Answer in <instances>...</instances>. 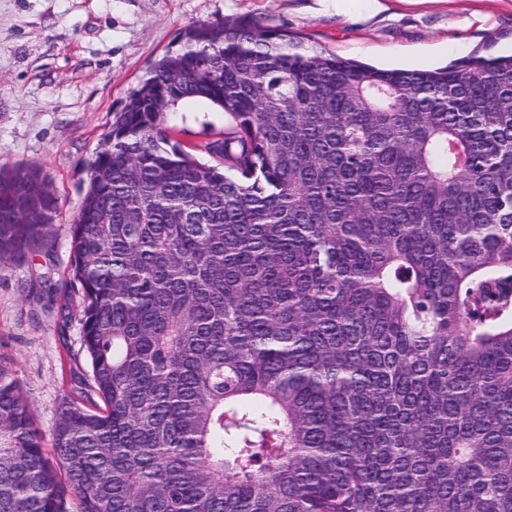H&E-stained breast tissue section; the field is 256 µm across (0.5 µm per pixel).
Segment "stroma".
<instances>
[{"label": "stroma", "instance_id": "obj_1", "mask_svg": "<svg viewBox=\"0 0 512 512\" xmlns=\"http://www.w3.org/2000/svg\"><path fill=\"white\" fill-rule=\"evenodd\" d=\"M0 0V165L41 166L57 199L53 255L0 269V363L51 432L72 373L88 367L80 299L61 292L70 226L101 133L151 64L190 24L247 16L381 69L429 70L475 51L512 53V0ZM230 120L203 100L171 109L186 147L223 137Z\"/></svg>", "mask_w": 512, "mask_h": 512}]
</instances>
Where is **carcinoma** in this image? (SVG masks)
<instances>
[{
	"instance_id": "carcinoma-1",
	"label": "carcinoma",
	"mask_w": 512,
	"mask_h": 512,
	"mask_svg": "<svg viewBox=\"0 0 512 512\" xmlns=\"http://www.w3.org/2000/svg\"><path fill=\"white\" fill-rule=\"evenodd\" d=\"M231 127L200 162L169 109ZM89 374L53 456L0 364V512H512V55L378 69L187 26L87 164ZM56 199L0 165V267Z\"/></svg>"
}]
</instances>
